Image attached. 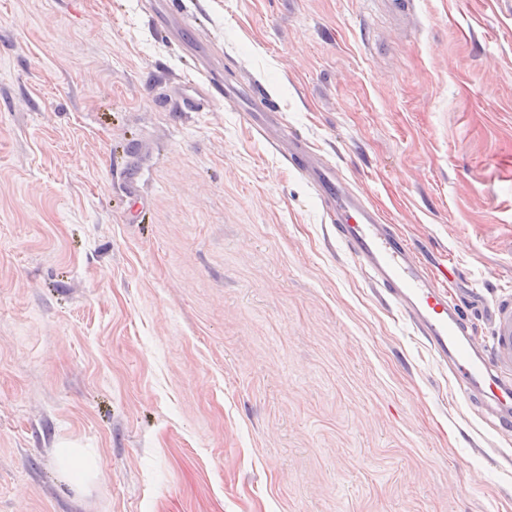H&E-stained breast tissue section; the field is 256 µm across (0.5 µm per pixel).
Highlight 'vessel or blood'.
Returning <instances> with one entry per match:
<instances>
[{
	"label": "vessel or blood",
	"mask_w": 512,
	"mask_h": 512,
	"mask_svg": "<svg viewBox=\"0 0 512 512\" xmlns=\"http://www.w3.org/2000/svg\"><path fill=\"white\" fill-rule=\"evenodd\" d=\"M241 97L238 84L221 72L206 71L203 80L184 83L181 109L207 112L216 101ZM246 122L289 156L331 209L336 233L344 241L374 287L382 289L403 311L454 376L459 392L477 397L497 421L512 430V298L499 300L492 313L490 344L476 343L459 303L448 291V277L435 274L406 238L386 224L364 195L352 188L336 167L326 163L301 137L289 132L261 97L251 96L243 110Z\"/></svg>",
	"instance_id": "b4317fda"
}]
</instances>
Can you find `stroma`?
Here are the masks:
<instances>
[{"label":"stroma","instance_id":"1","mask_svg":"<svg viewBox=\"0 0 512 512\" xmlns=\"http://www.w3.org/2000/svg\"><path fill=\"white\" fill-rule=\"evenodd\" d=\"M175 3L163 36L149 0H0V512H512V432L308 179L236 105L170 106L213 54L451 270L484 342L512 0Z\"/></svg>","mask_w":512,"mask_h":512}]
</instances>
